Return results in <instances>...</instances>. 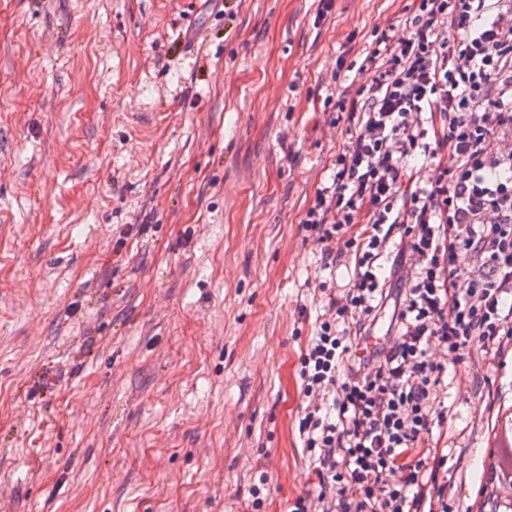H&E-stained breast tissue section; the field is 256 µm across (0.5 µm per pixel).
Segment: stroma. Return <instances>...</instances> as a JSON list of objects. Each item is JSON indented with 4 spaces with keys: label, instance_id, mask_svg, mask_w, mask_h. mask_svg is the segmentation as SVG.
Here are the masks:
<instances>
[{
    "label": "stroma",
    "instance_id": "obj_1",
    "mask_svg": "<svg viewBox=\"0 0 512 512\" xmlns=\"http://www.w3.org/2000/svg\"><path fill=\"white\" fill-rule=\"evenodd\" d=\"M406 0H0V512H288L322 311L300 223L355 34ZM205 57L207 68L195 63ZM450 504L512 446V346L449 381Z\"/></svg>",
    "mask_w": 512,
    "mask_h": 512
}]
</instances>
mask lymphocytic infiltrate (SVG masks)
Masks as SVG:
<instances>
[{
  "label": "lymphocytic infiltrate",
  "instance_id": "lymphocytic-infiltrate-1",
  "mask_svg": "<svg viewBox=\"0 0 512 512\" xmlns=\"http://www.w3.org/2000/svg\"><path fill=\"white\" fill-rule=\"evenodd\" d=\"M402 26L373 32L337 93L348 139L302 219L325 266L353 272L320 285L300 360L316 482L291 512H448L445 374L512 341V0H411Z\"/></svg>",
  "mask_w": 512,
  "mask_h": 512
}]
</instances>
